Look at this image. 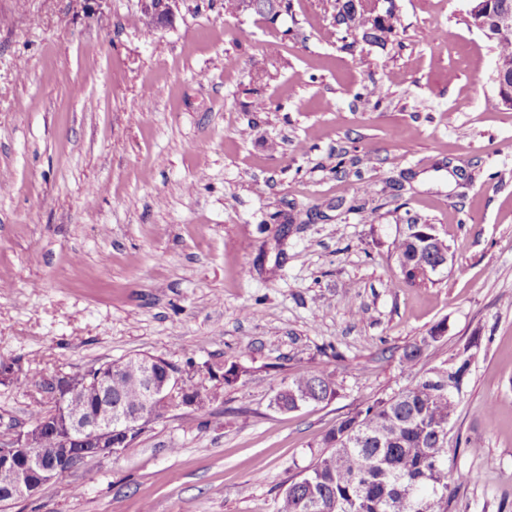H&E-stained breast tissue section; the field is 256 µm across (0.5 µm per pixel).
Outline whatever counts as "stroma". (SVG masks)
I'll return each instance as SVG.
<instances>
[{
  "label": "stroma",
  "instance_id": "stroma-1",
  "mask_svg": "<svg viewBox=\"0 0 512 512\" xmlns=\"http://www.w3.org/2000/svg\"><path fill=\"white\" fill-rule=\"evenodd\" d=\"M395 4L380 48L323 38L330 0H182L149 35L138 0H0V439L58 371L161 356L214 394L0 512H277L341 419L472 339L448 512H512V109L468 0ZM412 217L436 282L399 267ZM319 369L331 400L272 407ZM240 2V9H239ZM289 0H227L224 3L225 11L230 13L239 12H252L255 7V14L265 19L267 17L275 18L279 13L288 12ZM444 325H437L435 328L431 329L425 336H421L419 339L415 340L413 343L408 345L401 357V363L406 371L409 373L413 372L415 367L422 360L425 352L434 345L439 342L443 336L437 338V336H433L435 331L444 330Z\"/></svg>",
  "mask_w": 512,
  "mask_h": 512
}]
</instances>
